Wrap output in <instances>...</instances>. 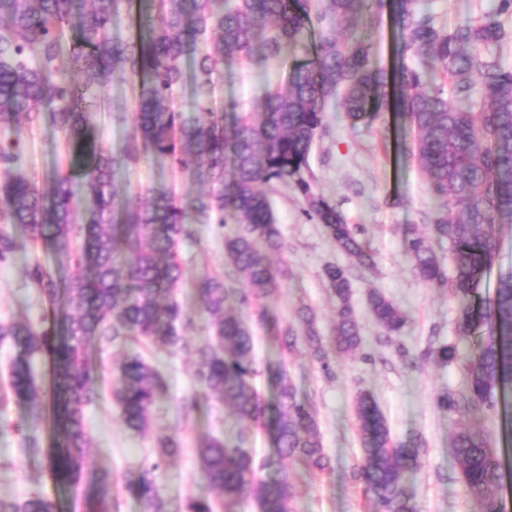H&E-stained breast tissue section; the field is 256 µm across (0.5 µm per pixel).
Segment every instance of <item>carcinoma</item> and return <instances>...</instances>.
Wrapping results in <instances>:
<instances>
[{
  "label": "carcinoma",
  "mask_w": 512,
  "mask_h": 512,
  "mask_svg": "<svg viewBox=\"0 0 512 512\" xmlns=\"http://www.w3.org/2000/svg\"><path fill=\"white\" fill-rule=\"evenodd\" d=\"M91 9L74 24L72 0H0V129L17 138L0 143V221L29 230L50 257L27 271L50 305L51 327L27 321L0 322V343L16 352L11 365L15 399L37 407L40 387L31 360L41 355L53 376V425L58 440L48 453L54 477L82 482L87 473L89 435L85 408L98 396L86 347L93 340L122 344L146 339L174 347L191 325L173 297L184 272L177 257L193 225L214 224L224 234V264L244 277L236 288L222 277L200 281L203 312L211 336L195 348V378L206 397H215L242 418L270 426L274 452L257 457L244 448L246 435L229 445L206 438L197 449L206 490L191 497L186 512H234L247 498L262 512H291L299 493L283 466L291 459L311 472L331 469L317 432L312 405L296 394L280 364L266 363L273 380L270 397L252 385L257 374L249 324L231 313L237 305L268 298L279 288L270 255L282 241L266 188L293 187L304 215L322 225L336 249L353 264L369 268L373 254L356 227L324 196L313 191L309 154L325 130L326 107L339 104L355 124L393 112L416 132V156L433 209L434 238L414 232L407 255L417 277L451 285L460 302L458 328L478 337L468 360L462 396L440 394L437 405L468 414L495 409L498 393L512 391V276L498 280L494 295L475 300L478 282L493 265V228L512 224V69L495 49L512 38L501 17L512 0H494L475 21L453 29L439 24L418 0H157V19L134 18L135 0H89ZM127 12L140 33L129 41L112 37V20ZM318 25L317 39L305 44ZM395 33L390 66L372 59V38L384 25ZM288 82L265 92L252 111L232 120L212 106L218 67L224 59L264 68L296 55ZM138 86L132 129L124 147L112 151L92 134L87 91L109 78ZM191 84L196 115L175 105L176 91ZM56 101L53 123L73 151L68 170L55 169L53 189L42 193L22 167L21 122L40 121L45 103ZM145 156L169 162L205 192L178 194L164 186L133 200L119 188V172ZM449 245L453 277L439 261L434 243ZM16 240L0 229V265L9 263ZM81 274L70 276L69 270ZM324 278L336 299V323L329 340L307 306L297 310L303 335L289 327L282 349L310 350L326 375L332 361L351 356L363 343L352 302L348 268L328 265ZM370 311L386 336L400 337L405 314L385 295L371 291ZM425 357L448 364L459 358L454 345L430 346ZM164 377L138 354L117 366L112 395L126 428L144 433L165 395ZM362 456L354 478L372 494L379 512H416L407 478L420 465L423 442L395 443L375 397L362 391L356 402ZM466 491L483 512H506L493 495L504 485L501 458L490 435L463 425L453 439ZM180 450L173 435L159 439L157 461L129 471L125 493L144 512H163L155 473L164 457ZM95 503L107 510L112 476L90 477ZM0 512H58L43 495L0 499Z\"/></svg>",
  "instance_id": "carcinoma-1"
}]
</instances>
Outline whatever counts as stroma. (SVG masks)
Instances as JSON below:
<instances>
[{
    "label": "stroma",
    "instance_id": "obj_1",
    "mask_svg": "<svg viewBox=\"0 0 512 512\" xmlns=\"http://www.w3.org/2000/svg\"><path fill=\"white\" fill-rule=\"evenodd\" d=\"M491 0H421L447 28L482 15ZM291 71L287 61L270 63L253 73L240 65L223 68L216 104L235 105L237 111L251 110L265 88L284 84ZM136 90L132 83L107 82L98 92L92 114L94 135L105 147L120 148L131 130L116 112L133 113ZM326 130L317 139L309 158L316 193L336 204L349 224L359 226L375 254L371 268H353V302L363 328L362 348L351 357L336 359L332 375H325L307 352L291 354L280 350L278 337L289 326H297L296 311L310 306L317 314L322 336H329L335 321V302L323 276L326 266L348 265L322 225L302 214L303 200L291 187L276 185L268 195L276 216L282 251L272 255L279 269L280 287L262 303L239 308V315L254 329L255 354L262 370L254 385L269 395L271 382L263 367L281 361L298 393L312 402L321 440L333 468L324 474L298 470L301 486L292 503L293 512H376L372 496L353 478L361 459V443L355 420L359 392H370L377 400L390 428L393 441L421 436L420 467L411 479L417 512H481L480 501L464 487L460 467L453 455V438L462 420L459 414L441 411L435 404L438 393L460 390L465 383V357L474 352L471 340L457 329L459 302L450 288L418 279L406 253V233L417 226L423 233L432 228L424 216L431 197L415 156L413 130L395 129L391 115L384 114L356 124L350 123L338 106L325 114ZM23 169L40 191H48L54 169H68L71 153L60 130L50 119L23 129ZM119 181L131 195L162 184L177 191L198 190L169 163L148 157L120 174ZM19 247L9 264L0 265V321L27 320L36 327L50 326V309L42 293L29 284L28 267L48 263L42 246L29 240V233L13 227ZM498 251L490 271L481 279V296L493 295L500 277L512 274V225L495 227ZM186 268L176 295L182 306L195 312L192 328L183 330L184 347H161L150 342L125 344L92 342L87 348L94 376H112L117 359L141 354L158 368L167 382L163 399L153 410L146 433L129 431L120 420L110 390L85 410L90 433L88 462L91 468L111 472L120 480L130 470L155 460L157 439L164 434L179 437L178 455L161 463L156 483L164 512H182L185 502L204 487L194 450L206 437L233 441L238 432L248 436L247 447L257 455L271 453L267 424L240 418L230 407L205 398L195 381L192 346L209 334V322L200 313L197 283L205 276L224 273V236L212 225L199 226L196 239L180 246ZM379 291L407 315L401 341L387 339L369 310L370 291ZM455 345L459 360L442 365L426 359L430 343ZM405 345L412 365H405L397 351ZM35 421L31 434L40 451L23 448L16 424ZM53 442L49 411L34 413L30 405L9 402L0 408V498L22 499L43 495L56 501L61 512H90L93 503L85 484H69L52 478L46 454Z\"/></svg>",
    "mask_w": 512,
    "mask_h": 512
}]
</instances>
